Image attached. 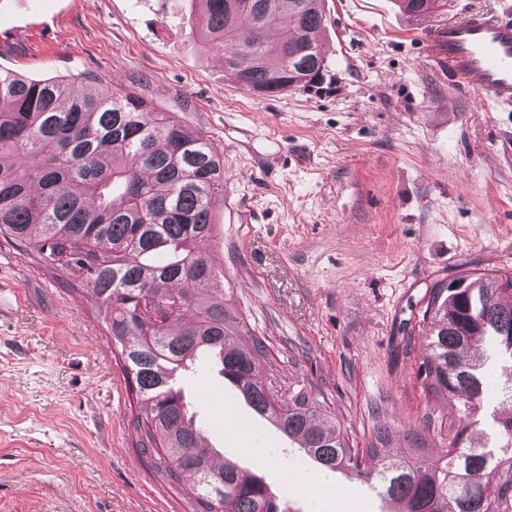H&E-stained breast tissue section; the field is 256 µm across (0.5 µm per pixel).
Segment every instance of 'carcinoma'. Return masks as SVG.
<instances>
[{
    "mask_svg": "<svg viewBox=\"0 0 512 512\" xmlns=\"http://www.w3.org/2000/svg\"><path fill=\"white\" fill-rule=\"evenodd\" d=\"M405 13L441 15L447 0H398ZM203 40L224 47V71L250 92L309 90L325 79L319 49L323 0H192ZM224 193V158L207 137L154 111L141 96L92 84L79 94L65 79L0 72V236L49 262L57 279L97 295L96 318L128 388L143 404L132 417L133 446L186 512H280L263 480L235 462H215L169 384V369L209 351L224 380L303 454L331 471L353 470L389 512H512V416L499 445L472 435L487 379L512 359V274L465 273L428 291L419 366L431 401L458 402L448 447L436 458L391 447L389 426L366 448L350 444L312 382L284 378L268 364L265 340L224 293V270L200 249ZM187 286L185 290L174 288ZM162 316L140 311L141 300ZM493 479L498 494L485 493Z\"/></svg>",
    "mask_w": 512,
    "mask_h": 512,
    "instance_id": "1",
    "label": "carcinoma"
}]
</instances>
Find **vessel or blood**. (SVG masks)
I'll list each match as a JSON object with an SVG mask.
<instances>
[{
    "mask_svg": "<svg viewBox=\"0 0 512 512\" xmlns=\"http://www.w3.org/2000/svg\"><path fill=\"white\" fill-rule=\"evenodd\" d=\"M449 77L500 107L512 106V15L471 13L432 34Z\"/></svg>",
    "mask_w": 512,
    "mask_h": 512,
    "instance_id": "b4317fda",
    "label": "vessel or blood"
}]
</instances>
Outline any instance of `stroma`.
Listing matches in <instances>:
<instances>
[{
    "mask_svg": "<svg viewBox=\"0 0 512 512\" xmlns=\"http://www.w3.org/2000/svg\"><path fill=\"white\" fill-rule=\"evenodd\" d=\"M331 80L263 96L206 49L189 0H0V70L85 75L141 95L224 155L205 249L271 359L316 384L351 442L388 425L401 448L448 445L458 412L425 397L419 334L433 282L512 273V110L449 83L431 34L396 0H325ZM0 237V512H185L131 445L139 405L92 313ZM186 399L219 456L264 475L287 512L309 460L206 371ZM281 451L244 453L227 421ZM325 512H388L354 473Z\"/></svg>",
    "mask_w": 512,
    "mask_h": 512,
    "instance_id": "obj_1",
    "label": "stroma"
}]
</instances>
